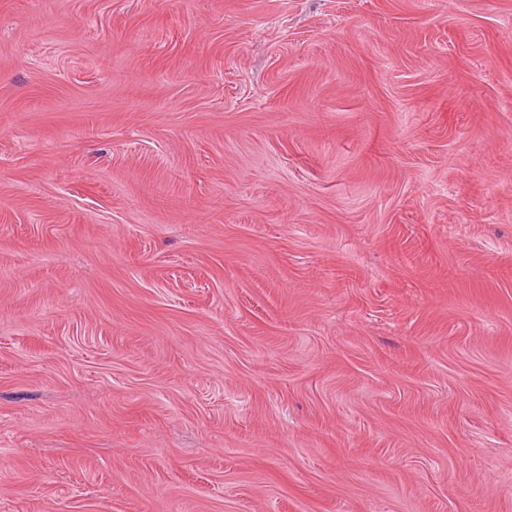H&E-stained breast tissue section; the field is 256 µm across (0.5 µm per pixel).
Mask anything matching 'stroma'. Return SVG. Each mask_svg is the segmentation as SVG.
I'll return each mask as SVG.
<instances>
[{
    "label": "stroma",
    "mask_w": 512,
    "mask_h": 512,
    "mask_svg": "<svg viewBox=\"0 0 512 512\" xmlns=\"http://www.w3.org/2000/svg\"><path fill=\"white\" fill-rule=\"evenodd\" d=\"M0 512H512V0H0Z\"/></svg>",
    "instance_id": "1"
}]
</instances>
